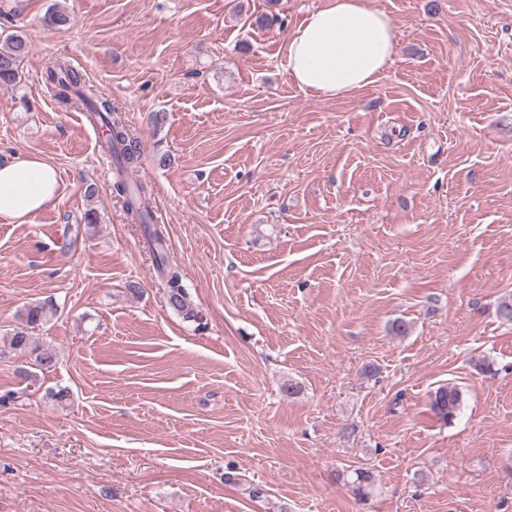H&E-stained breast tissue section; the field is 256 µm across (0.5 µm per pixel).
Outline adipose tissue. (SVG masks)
<instances>
[{
	"label": "adipose tissue",
	"instance_id": "obj_1",
	"mask_svg": "<svg viewBox=\"0 0 512 512\" xmlns=\"http://www.w3.org/2000/svg\"><path fill=\"white\" fill-rule=\"evenodd\" d=\"M392 18L369 0H326L285 42L292 81L331 99L374 85L397 54ZM55 168L35 154L0 164V217L25 223L58 195Z\"/></svg>",
	"mask_w": 512,
	"mask_h": 512
}]
</instances>
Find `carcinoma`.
<instances>
[{"instance_id": "obj_1", "label": "carcinoma", "mask_w": 512, "mask_h": 512, "mask_svg": "<svg viewBox=\"0 0 512 512\" xmlns=\"http://www.w3.org/2000/svg\"><path fill=\"white\" fill-rule=\"evenodd\" d=\"M27 52V42L19 33L5 38L0 47V90L7 91L19 82L17 62ZM48 80L54 89V96L62 105H82L91 112L93 119L108 132L107 145L112 152L116 177L112 183V193L124 199L131 220L141 225L149 245L153 264L164 283L168 306L184 318L194 320L197 313L191 307L188 293L182 284L177 267L170 264L165 236L155 225V216L149 206L147 187L132 183L123 177L124 170L132 168L138 161L136 144L130 137L125 118L112 106L111 100L99 94L86 84L78 71L62 62L48 70ZM10 344L25 349L33 357V365L48 370L55 365V352L42 347L36 337L21 329L13 333ZM463 394L453 383L437 386L429 395V409L443 423H452L461 410Z\"/></svg>"}]
</instances>
